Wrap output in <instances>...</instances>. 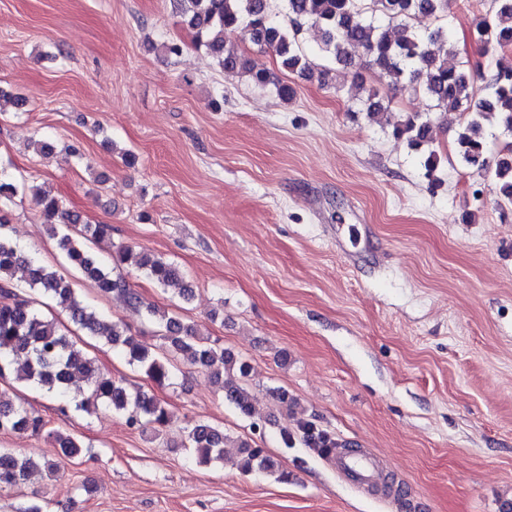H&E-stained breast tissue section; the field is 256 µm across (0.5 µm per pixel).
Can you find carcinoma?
Listing matches in <instances>:
<instances>
[{
  "mask_svg": "<svg viewBox=\"0 0 512 512\" xmlns=\"http://www.w3.org/2000/svg\"><path fill=\"white\" fill-rule=\"evenodd\" d=\"M181 14L183 25L192 31L198 46L204 48L224 72L242 73L253 83L274 86L278 97L290 101L295 88L281 81L275 73L252 64L238 49L236 38H247L260 47L274 50L280 65L290 73L326 80L329 69L316 71L300 47L298 35L305 26L320 30L322 54L343 70L353 72L354 87L365 90L362 74L352 55L355 48L365 51L371 67L389 78L395 90L424 95L443 116H467L459 124L456 154L462 165L490 173L500 204L512 205V144L502 149L494 160L487 156L483 122L494 120L503 133L512 135V67L499 66L490 80V93L475 96L473 78L464 63L457 61L455 38L442 22L448 15L449 0H282L289 27L277 23L271 14L270 0H172ZM415 15L431 16L440 21L436 27L418 32L410 25ZM474 40L482 54L493 57L512 47V0H492L490 13L480 16L474 27ZM392 135L404 139L416 151H424L423 166L432 175L439 163L432 148V124L412 115L395 125ZM18 186L7 168L0 167V205L12 200ZM46 224H78L81 216L63 209L52 194L41 192L36 199ZM109 224H84L79 237L61 235L59 246L68 261L81 270L103 295L122 297L135 304L138 297L126 280L113 275L98 259L91 243L110 236ZM134 259L135 265L163 287L181 285L180 297L189 301L192 290L183 285V274L174 264L129 245L116 247L112 262L120 265ZM24 272L29 288L40 290L71 321L91 335L105 340L119 350L127 361L137 366L158 387L172 383L177 365L182 363L210 373L221 381L224 400L246 417L253 416V397L246 385L250 366L224 349L217 339L205 336L176 315L157 309L150 315L163 328L164 346L153 352L127 328L109 323L93 308L84 304L71 284L57 272L27 254L19 245L0 233V380L14 376L46 393L66 396L73 375L80 374L89 386L88 396L79 409L89 411L104 407L121 413L134 427H151L160 432L172 421L171 411L157 398L140 388L129 390L124 379L96 369L81 347L52 319L41 315L34 301L14 286L17 271ZM46 428L42 417L22 405L0 403V431L39 433ZM64 456L76 460L81 444L69 435L48 432ZM324 456L336 447V439L310 420L300 421L296 430H282L285 445L294 437ZM228 437L224 431L206 423H197L187 431L182 447L202 464L224 461ZM239 468L244 472H272L276 464L264 449L244 440L238 445ZM37 469L31 456H18L0 449V488L26 482Z\"/></svg>",
  "mask_w": 512,
  "mask_h": 512,
  "instance_id": "1",
  "label": "carcinoma"
}]
</instances>
